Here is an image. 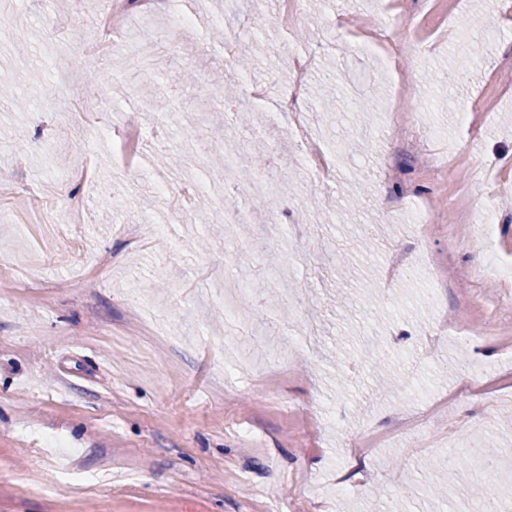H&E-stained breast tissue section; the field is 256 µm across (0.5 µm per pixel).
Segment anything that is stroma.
I'll use <instances>...</instances> for the list:
<instances>
[{
	"label": "stroma",
	"mask_w": 512,
	"mask_h": 512,
	"mask_svg": "<svg viewBox=\"0 0 512 512\" xmlns=\"http://www.w3.org/2000/svg\"><path fill=\"white\" fill-rule=\"evenodd\" d=\"M395 4L423 36L454 22L453 38L394 70L349 45L348 15L388 40L374 0H300L292 32L274 22L284 0H171L164 17L130 23L168 42L167 74L198 76L166 106L141 97L124 49L74 65L92 11L27 0L23 27L0 26V84L60 86L79 106L0 101V512H266L270 498L280 512H454L463 500L481 512L487 497L512 507V480L485 485L471 468L431 491L436 456L481 440L512 458V274L481 271L470 244L492 211L491 248L512 265V0ZM218 14L268 88L242 101L263 174L294 188L280 210L304 221L320 210L314 236L296 237L262 202L249 223H225L220 191L241 196L247 183L172 162L191 126L225 136L208 83L224 48L202 25ZM185 15L193 25L174 28ZM295 49L316 56L312 134L344 146L323 184L276 109ZM91 70L110 111L76 93ZM368 89L374 111H355L350 95ZM74 194L82 223H43ZM175 199L209 224L172 222ZM405 200L438 215L427 239L399 213ZM147 201L163 232L129 243L116 227ZM365 237L372 252L357 248ZM254 281L265 292L252 308L225 313V294ZM444 311L477 342L450 336L421 354ZM383 360L421 384L403 409L441 399L420 434L395 429Z\"/></svg>",
	"instance_id": "obj_1"
}]
</instances>
